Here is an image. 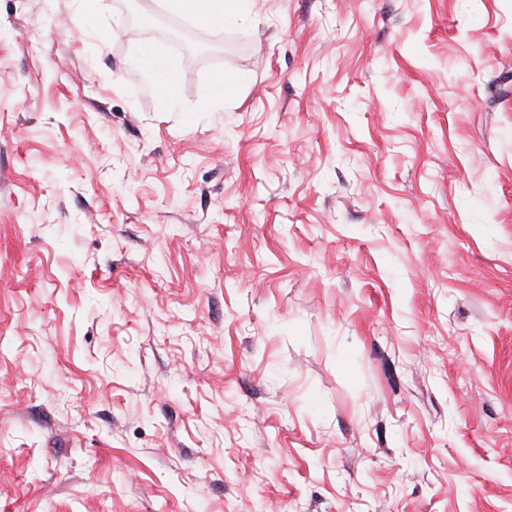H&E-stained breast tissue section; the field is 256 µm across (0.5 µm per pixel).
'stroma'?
Wrapping results in <instances>:
<instances>
[{
	"instance_id": "stroma-1",
	"label": "stroma",
	"mask_w": 512,
	"mask_h": 512,
	"mask_svg": "<svg viewBox=\"0 0 512 512\" xmlns=\"http://www.w3.org/2000/svg\"><path fill=\"white\" fill-rule=\"evenodd\" d=\"M78 8L0 0V512H512V0ZM167 10L199 26L223 27L224 21L245 24L253 20L254 0H164ZM132 62L148 84L166 89V103L169 107H182L178 94L176 65L164 51L153 45L141 47Z\"/></svg>"
}]
</instances>
